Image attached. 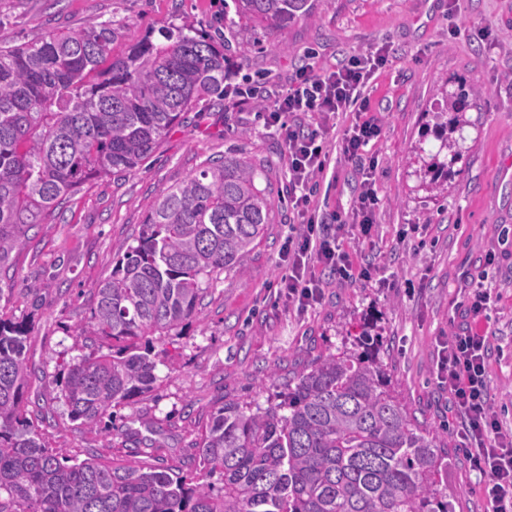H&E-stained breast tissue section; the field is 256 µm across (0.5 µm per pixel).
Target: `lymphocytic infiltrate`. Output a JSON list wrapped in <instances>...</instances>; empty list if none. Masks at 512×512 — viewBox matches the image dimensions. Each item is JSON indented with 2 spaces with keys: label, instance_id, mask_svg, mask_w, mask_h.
<instances>
[{
  "label": "lymphocytic infiltrate",
  "instance_id": "obj_1",
  "mask_svg": "<svg viewBox=\"0 0 512 512\" xmlns=\"http://www.w3.org/2000/svg\"><path fill=\"white\" fill-rule=\"evenodd\" d=\"M386 61V51L380 47L350 56L327 70L301 66L268 108V124L284 133L291 189L298 194L301 229L285 245L288 271L281 279L289 304L297 310H306L320 300L327 275L344 281L352 275L348 256L337 238L318 230L309 209L307 189L312 178L323 172L326 154L317 134L305 131L300 116L307 112L359 113V121L343 139L342 152L360 164L365 175L353 208V225L359 239L372 241L377 203L372 175L377 163L367 160L365 153L369 143L379 138L381 125L371 115L370 101L362 96L361 89ZM490 299L486 290L477 288L468 293L464 307L467 321L438 349L437 367L441 383L448 389L455 435L467 450L470 467L483 478L482 492L491 512H512V429L503 428L489 401L488 359L493 345L488 332L479 327Z\"/></svg>",
  "mask_w": 512,
  "mask_h": 512
}]
</instances>
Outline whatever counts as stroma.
Returning <instances> with one entry per match:
<instances>
[{
	"mask_svg": "<svg viewBox=\"0 0 512 512\" xmlns=\"http://www.w3.org/2000/svg\"><path fill=\"white\" fill-rule=\"evenodd\" d=\"M121 22L114 44L124 54L161 29L191 26L224 48L226 80L238 94L197 101L153 155L131 173L94 179L63 202L54 223L34 229L0 283V305L27 319L33 413L44 416L46 442L63 458L104 455L195 474L196 442L222 401L266 405L314 358L360 353L363 332L377 338L391 387L431 431L447 435L448 392L435 365L440 341L468 278L491 288L482 318L495 335L488 364L494 407L512 428V0H319L313 14L279 31L240 18L234 0H0V35L17 43L90 22ZM385 48L386 66L364 89L380 120L369 146L378 160L375 247L351 227L338 236L354 261L377 254L379 276L330 282L318 304L289 307L280 288L283 245L297 232L282 134L262 103L302 64L323 69L342 58ZM469 96L466 124L453 150H441L438 113L458 85ZM352 112L309 115L326 145L325 170L312 183L311 205L324 223L350 220L360 177L342 153ZM457 163L425 173L418 150ZM246 158L272 201L266 224L242 267L214 281L196 319L179 333L152 336L157 382L148 395L116 408L115 433L72 422L56 383L88 354L77 331L90 314L94 285L133 244L162 190L207 162ZM493 264H486L488 252ZM452 512H487L480 478L464 449L448 442Z\"/></svg>",
	"mask_w": 512,
	"mask_h": 512,
	"instance_id": "1",
	"label": "stroma"
}]
</instances>
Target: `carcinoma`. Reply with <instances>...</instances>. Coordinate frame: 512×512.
Segmentation results:
<instances>
[{
  "label": "carcinoma",
  "instance_id": "cac0c4a2",
  "mask_svg": "<svg viewBox=\"0 0 512 512\" xmlns=\"http://www.w3.org/2000/svg\"><path fill=\"white\" fill-rule=\"evenodd\" d=\"M283 31L312 0H234ZM121 26L90 23L30 44H0V271L28 232L90 180L138 168L205 96H224V51L191 27L162 30L121 55ZM469 93L451 95L462 127ZM257 169L226 157L162 192L131 246L93 288L79 335L97 350L69 366L59 398L94 428L151 392L142 339L198 314L218 274L243 264L269 223ZM30 326L0 314V493L25 512H448V442L415 425L370 337L362 353L321 355L279 402L218 406L201 433L195 479L94 457L60 460L29 417ZM220 473L224 493L207 478Z\"/></svg>",
  "mask_w": 512,
  "mask_h": 512
}]
</instances>
